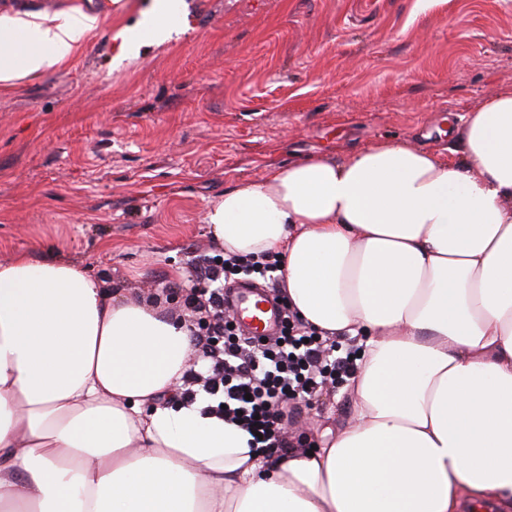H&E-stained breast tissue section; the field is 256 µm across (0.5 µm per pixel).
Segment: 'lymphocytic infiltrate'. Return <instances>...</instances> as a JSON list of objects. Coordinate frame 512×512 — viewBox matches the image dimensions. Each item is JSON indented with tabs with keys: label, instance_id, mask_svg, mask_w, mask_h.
<instances>
[{
	"label": "lymphocytic infiltrate",
	"instance_id": "f902f5d3",
	"mask_svg": "<svg viewBox=\"0 0 512 512\" xmlns=\"http://www.w3.org/2000/svg\"><path fill=\"white\" fill-rule=\"evenodd\" d=\"M279 262L223 255L198 260L195 272L204 282L192 288L189 302L198 317L196 344L209 365L190 372L182 397L195 398V387L218 397L223 415L252 435L257 448H279L288 425V404L322 391L327 382L350 376L351 356H340L336 346L298 313L286 310L279 339L261 344L237 339L234 320L224 315V287L237 276L278 284Z\"/></svg>",
	"mask_w": 512,
	"mask_h": 512
}]
</instances>
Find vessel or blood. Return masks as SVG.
<instances>
[{
  "label": "vessel or blood",
  "instance_id": "b4317fda",
  "mask_svg": "<svg viewBox=\"0 0 512 512\" xmlns=\"http://www.w3.org/2000/svg\"><path fill=\"white\" fill-rule=\"evenodd\" d=\"M230 309L241 329L250 336L273 335L280 321L274 297L261 285L243 282L227 294Z\"/></svg>",
  "mask_w": 512,
  "mask_h": 512
}]
</instances>
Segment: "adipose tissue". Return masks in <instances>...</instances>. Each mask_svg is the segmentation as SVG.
I'll return each instance as SVG.
<instances>
[{
    "label": "adipose tissue",
    "mask_w": 512,
    "mask_h": 512,
    "mask_svg": "<svg viewBox=\"0 0 512 512\" xmlns=\"http://www.w3.org/2000/svg\"><path fill=\"white\" fill-rule=\"evenodd\" d=\"M156 0L139 54L182 29ZM79 8L0 14V83L71 58ZM445 157L381 140L246 180L208 208L224 255H277L283 293L357 339L347 425L272 460L211 401L162 299L78 263L0 261V512H512V87L448 129Z\"/></svg>",
    "instance_id": "ef3b65f1"
}]
</instances>
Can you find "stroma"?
I'll return each mask as SVG.
<instances>
[{
    "label": "stroma",
    "instance_id": "stroma-1",
    "mask_svg": "<svg viewBox=\"0 0 512 512\" xmlns=\"http://www.w3.org/2000/svg\"><path fill=\"white\" fill-rule=\"evenodd\" d=\"M150 0H112L77 53L0 87V259L75 261L184 319L225 190L381 139L437 154L446 118L512 86V0H184L182 33L120 59ZM299 403L294 448L347 416Z\"/></svg>",
    "mask_w": 512,
    "mask_h": 512
}]
</instances>
